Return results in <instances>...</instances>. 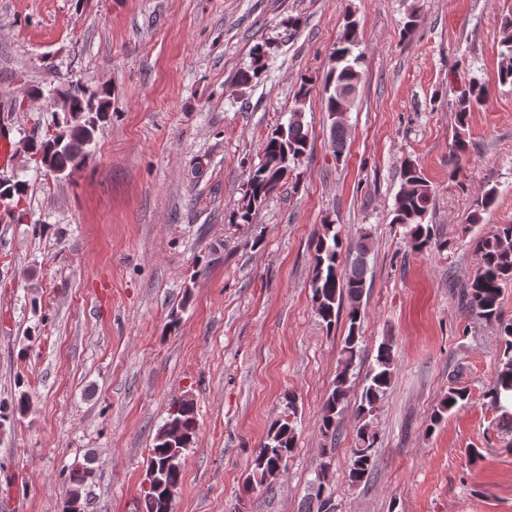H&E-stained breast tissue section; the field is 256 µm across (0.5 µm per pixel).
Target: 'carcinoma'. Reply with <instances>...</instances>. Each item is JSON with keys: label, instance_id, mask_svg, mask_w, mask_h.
Returning a JSON list of instances; mask_svg holds the SVG:
<instances>
[{"label": "carcinoma", "instance_id": "obj_1", "mask_svg": "<svg viewBox=\"0 0 512 512\" xmlns=\"http://www.w3.org/2000/svg\"><path fill=\"white\" fill-rule=\"evenodd\" d=\"M500 52L498 81L512 84V14L503 15L500 26ZM359 43L356 26L348 24L333 52L334 65L323 77L325 112L331 120V146L334 155L341 157L346 148V125L341 114L348 112L350 101L344 91L354 87L360 80L357 70L361 54L354 53ZM270 45L255 46L252 68L239 74L238 83L245 87L259 78L264 59ZM312 79H302L295 95L297 107L290 112L288 123L275 128L266 138L263 158L249 173L243 204L234 215L236 223H252V211L256 210L270 195L276 193L286 182L290 172L287 165L295 162L309 150L308 130L305 129L304 104L312 92ZM112 90L76 82L60 92L61 110L67 114L65 126L40 142L23 147V152L35 155L50 173H64L80 168L92 144L98 124L109 112ZM488 88L472 82L456 100V119L448 162L452 167L465 158L469 151L466 135L467 117L477 105L485 103ZM401 187L395 196L392 223L405 228V239L413 251L422 252L431 247L435 239L433 226L426 223L432 208V191L420 168L407 161L401 168ZM497 200L496 191L488 189L476 204L470 223L479 224L483 214L490 212ZM371 233L367 230L348 244V269L340 271L342 241L340 230L332 223L321 225L314 240V267L310 280L311 299L315 313L326 326L336 322L341 309H346L349 321L348 334L342 340L339 351V370L332 390L328 393L319 420V432L326 442L322 448V461L315 477L307 486V512H328L332 501L330 481L333 476L336 445L340 437V420L348 407L351 391L350 371L361 357L359 327L361 300L366 285L367 254ZM474 250L479 264L461 291L464 310L486 323L500 328L503 344L500 366L492 386L487 391L490 407L498 413V426L512 432V321L504 322L500 306L503 283L512 279V224H501L489 234L475 240ZM394 370L393 344L382 341L377 350L375 364L366 376L356 405L358 428L354 447L347 464L348 479L357 484L370 477L373 468L372 451L376 442L373 419L390 388ZM464 387L448 386V393L430 418L435 425L445 419L451 409L468 400ZM284 409L290 419L278 418L269 427L251 463L245 480V489L269 486L284 471L282 461L288 460L296 447L297 413L296 397H285ZM181 430L186 442L192 444L199 434V422L194 403L189 399H176L170 403L165 424L157 433L150 451L149 467L158 471L166 486L170 487L169 499L152 489L142 492V512H172L174 498L182 477V460L187 446L170 447V433ZM92 477V469L82 464L73 465L67 474L72 490L63 502L61 512H79L81 491Z\"/></svg>", "mask_w": 512, "mask_h": 512}]
</instances>
